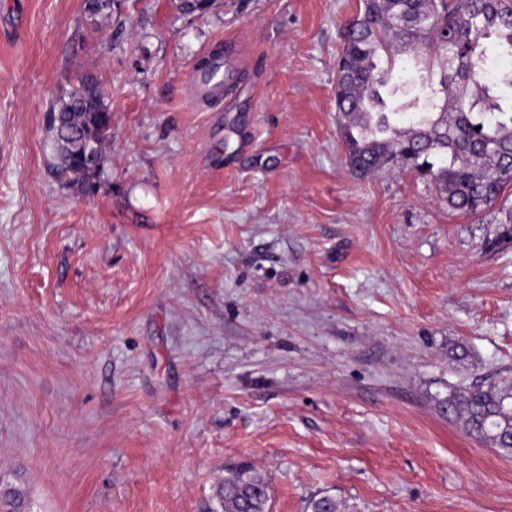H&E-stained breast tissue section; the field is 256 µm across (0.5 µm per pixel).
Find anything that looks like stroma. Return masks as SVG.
Segmentation results:
<instances>
[{
  "instance_id": "obj_1",
  "label": "stroma",
  "mask_w": 512,
  "mask_h": 512,
  "mask_svg": "<svg viewBox=\"0 0 512 512\" xmlns=\"http://www.w3.org/2000/svg\"><path fill=\"white\" fill-rule=\"evenodd\" d=\"M361 0H0V482L33 512H208L227 465L269 512H512V457L453 391L512 368V243L402 164L346 162ZM241 41L236 107H190ZM107 90L101 188L62 187L49 106ZM117 0H86L85 14L90 26H99L102 22L111 20Z\"/></svg>"
}]
</instances>
